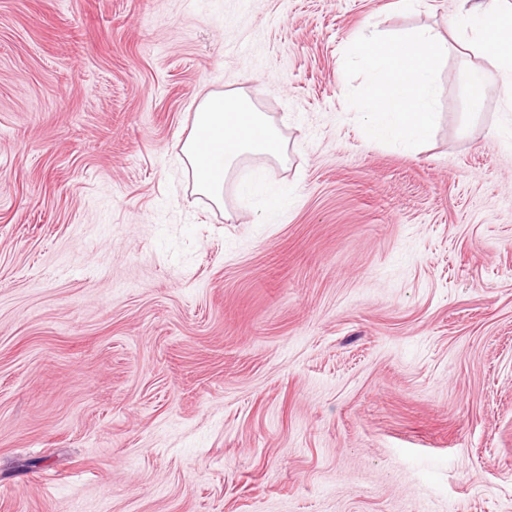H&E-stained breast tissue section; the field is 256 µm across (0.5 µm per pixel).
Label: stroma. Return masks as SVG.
Here are the masks:
<instances>
[{"label": "stroma", "mask_w": 512, "mask_h": 512, "mask_svg": "<svg viewBox=\"0 0 512 512\" xmlns=\"http://www.w3.org/2000/svg\"><path fill=\"white\" fill-rule=\"evenodd\" d=\"M459 0H0V512H512V76L372 140L360 33ZM289 192L195 193L207 93ZM183 154L198 192L219 206H224V182L239 158L287 161L280 129L242 93H209L201 99ZM237 191L244 197H262L264 200V216L268 224L278 223L281 212L288 205V193L276 194L264 184L260 176L252 180L241 182Z\"/></svg>", "instance_id": "obj_1"}]
</instances>
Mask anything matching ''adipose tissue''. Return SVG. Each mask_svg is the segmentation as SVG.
<instances>
[{
    "label": "adipose tissue",
    "instance_id": "ef3b65f1",
    "mask_svg": "<svg viewBox=\"0 0 512 512\" xmlns=\"http://www.w3.org/2000/svg\"><path fill=\"white\" fill-rule=\"evenodd\" d=\"M449 28L459 34L461 49L483 43L512 72V0H461ZM446 50V42L425 30L355 42L353 55L366 77L359 107L374 141L412 147L430 136L436 124L435 71ZM183 154L198 192L218 205L239 158L287 160L280 129L241 93L201 99Z\"/></svg>",
    "mask_w": 512,
    "mask_h": 512
}]
</instances>
